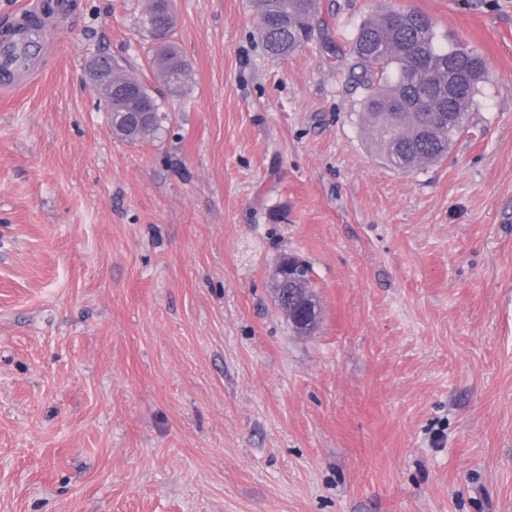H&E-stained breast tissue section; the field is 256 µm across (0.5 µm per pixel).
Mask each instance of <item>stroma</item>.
<instances>
[{"label":"stroma","instance_id":"35a3bbf8","mask_svg":"<svg viewBox=\"0 0 512 512\" xmlns=\"http://www.w3.org/2000/svg\"><path fill=\"white\" fill-rule=\"evenodd\" d=\"M74 2L0 92V512H512V0H319L285 59L251 0H171L188 81L134 144L86 68L151 78L148 0ZM390 9L488 67L414 171L327 49ZM293 268L292 259L281 257L277 263V287L275 288L276 302L279 306H288L290 313L295 309H304L307 316L303 317V323L298 325V333H306L312 326L318 309L316 301L311 296H299L296 293L305 288L301 283L293 282L291 271ZM314 325V324H313Z\"/></svg>","mask_w":512,"mask_h":512}]
</instances>
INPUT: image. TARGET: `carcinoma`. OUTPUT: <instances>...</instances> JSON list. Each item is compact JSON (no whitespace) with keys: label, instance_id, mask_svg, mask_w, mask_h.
I'll use <instances>...</instances> for the list:
<instances>
[{"label":"carcinoma","instance_id":"obj_1","mask_svg":"<svg viewBox=\"0 0 512 512\" xmlns=\"http://www.w3.org/2000/svg\"><path fill=\"white\" fill-rule=\"evenodd\" d=\"M263 51L286 58L304 47L322 26L318 0H252ZM350 78L364 90L360 121L371 128L372 148L389 167L415 170L448 158L469 127L479 84L488 78L473 50L438 44L435 24L415 11H386L364 20L349 47ZM169 90L181 89L186 64L175 42L158 45L148 61ZM136 97L112 96V131L138 142L158 136L168 114L154 89L137 80ZM150 110L146 127L119 119L138 107Z\"/></svg>","mask_w":512,"mask_h":512}]
</instances>
